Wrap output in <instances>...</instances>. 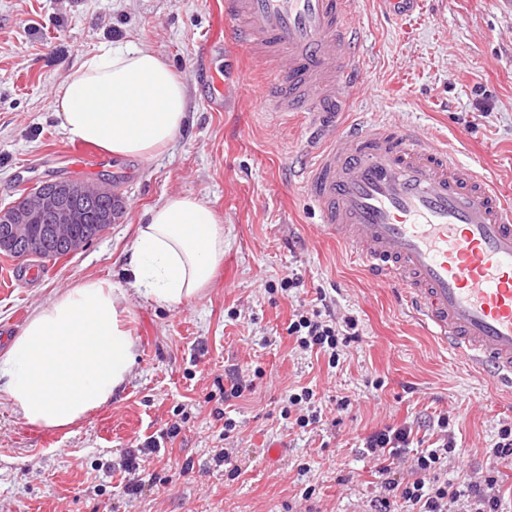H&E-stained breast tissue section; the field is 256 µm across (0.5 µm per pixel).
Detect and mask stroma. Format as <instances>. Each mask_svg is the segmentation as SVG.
<instances>
[{
    "label": "stroma",
    "instance_id": "1",
    "mask_svg": "<svg viewBox=\"0 0 512 512\" xmlns=\"http://www.w3.org/2000/svg\"><path fill=\"white\" fill-rule=\"evenodd\" d=\"M354 8L364 90L337 105V123L413 126L512 195V0H418L401 17L380 0ZM217 27L210 0H0V210L54 180L115 184L125 204L84 249L42 261L38 279L0 283V353L60 291L119 282L139 225L165 198L195 195L224 226V262L204 298L175 308L129 300L137 361L110 404L45 428L0 401V512H373L382 479L364 439L402 425L423 448L452 434L448 480L496 477L500 508L512 512V461L490 453L512 426V397L425 335L402 294L374 283L320 230L300 189L301 118L232 93L223 111L208 110L202 66L263 84L232 42L201 60ZM110 46L162 53L187 87L188 121L154 156L105 153L80 172L56 95ZM294 273L301 287L283 289ZM312 309L358 322L360 339L341 347L337 366L288 335L293 313ZM231 372L244 391L228 400ZM306 386L317 392L318 421L301 428L281 411ZM340 399L347 409L337 410ZM130 457L132 474L122 466ZM131 482L141 488L129 494Z\"/></svg>",
    "mask_w": 512,
    "mask_h": 512
}]
</instances>
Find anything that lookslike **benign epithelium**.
I'll list each match as a JSON object with an SVG mask.
<instances>
[{"mask_svg": "<svg viewBox=\"0 0 512 512\" xmlns=\"http://www.w3.org/2000/svg\"><path fill=\"white\" fill-rule=\"evenodd\" d=\"M90 215L98 223L107 217L88 211V198L75 195L66 182H45L37 187L35 204L27 212L0 211V248L48 259L54 256L53 244L76 253L85 247V239L70 235L68 228Z\"/></svg>", "mask_w": 512, "mask_h": 512, "instance_id": "benign-epithelium-1", "label": "benign epithelium"}]
</instances>
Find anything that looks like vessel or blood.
Listing matches in <instances>:
<instances>
[{
	"label": "vessel or blood",
	"instance_id": "obj_1",
	"mask_svg": "<svg viewBox=\"0 0 512 512\" xmlns=\"http://www.w3.org/2000/svg\"><path fill=\"white\" fill-rule=\"evenodd\" d=\"M256 64L278 58L267 112L304 113L301 188L324 233L368 276L400 288L432 337L491 382L512 386V200L447 146L392 123L337 125L325 102L357 88L352 0H212Z\"/></svg>",
	"mask_w": 512,
	"mask_h": 512
}]
</instances>
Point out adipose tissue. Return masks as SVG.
<instances>
[{
  "mask_svg": "<svg viewBox=\"0 0 512 512\" xmlns=\"http://www.w3.org/2000/svg\"><path fill=\"white\" fill-rule=\"evenodd\" d=\"M74 140L114 156L150 157L187 122L186 86L148 48L88 58L57 94ZM224 261V227L198 197H167L148 213L126 255L122 286L86 280L37 310L0 356V399L26 423L64 428L111 403L135 362L129 298L177 307L200 299Z\"/></svg>",
  "mask_w": 512,
  "mask_h": 512,
  "instance_id": "adipose-tissue-1",
  "label": "adipose tissue"
}]
</instances>
